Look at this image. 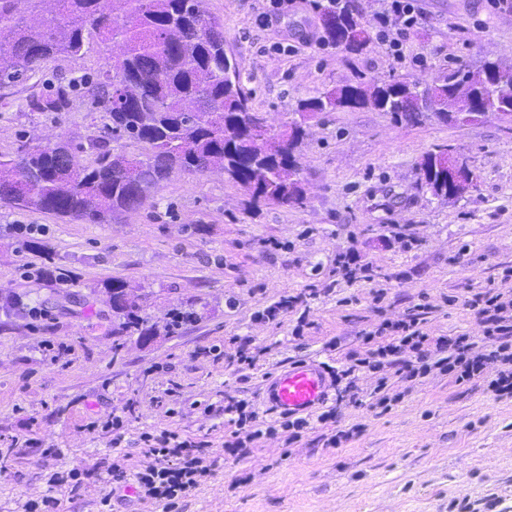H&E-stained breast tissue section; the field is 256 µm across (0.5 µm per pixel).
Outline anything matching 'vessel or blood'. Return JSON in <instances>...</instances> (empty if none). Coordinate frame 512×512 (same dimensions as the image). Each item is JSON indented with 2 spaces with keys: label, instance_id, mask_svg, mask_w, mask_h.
Instances as JSON below:
<instances>
[{
  "label": "vessel or blood",
  "instance_id": "b4317fda",
  "mask_svg": "<svg viewBox=\"0 0 512 512\" xmlns=\"http://www.w3.org/2000/svg\"><path fill=\"white\" fill-rule=\"evenodd\" d=\"M332 383L317 365L303 362L281 369L263 385L270 406L293 415H307L322 405Z\"/></svg>",
  "mask_w": 512,
  "mask_h": 512
}]
</instances>
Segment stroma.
Instances as JSON below:
<instances>
[{"mask_svg": "<svg viewBox=\"0 0 512 512\" xmlns=\"http://www.w3.org/2000/svg\"><path fill=\"white\" fill-rule=\"evenodd\" d=\"M427 22L407 39L403 61L379 39L362 53L319 47L322 16L311 0L262 20L263 0H204L224 24L254 110L274 131L298 121L299 100L360 81L435 85L448 71L491 60L512 69V17L488 0H422ZM112 49L57 56L22 83L0 86V156L66 141L83 165L104 148L136 156L142 144L113 139L88 84ZM69 88L61 110L36 99ZM298 147L303 200L252 207L220 173H173L140 210L88 224L0 204V512L57 499V512H160L114 484L112 442L101 423L121 417L133 465L143 432L177 429L206 442L211 477L175 512H512V401L489 389L494 366L466 383L431 372L397 383L404 397L373 405L376 378L350 371L363 334L428 303L433 338L466 337L490 353L486 325L466 300L512 288V122L486 114L467 124L396 121L386 112L341 109L309 120ZM459 153L477 181L455 202L430 192L419 168L436 147ZM39 242V250L27 247ZM355 268L343 278L340 264ZM60 269L64 280L43 276ZM145 291L157 329L141 344L120 332L105 286ZM287 301L276 319L264 309ZM194 312L169 332L172 310ZM253 366L239 363V351ZM316 362L336 384L335 422H311L287 444L265 435L243 459L224 451V403L247 401L261 423L279 414L262 398L281 367ZM328 430L349 432L323 448Z\"/></svg>", "mask_w": 512, "mask_h": 512, "instance_id": "obj_1", "label": "stroma"}]
</instances>
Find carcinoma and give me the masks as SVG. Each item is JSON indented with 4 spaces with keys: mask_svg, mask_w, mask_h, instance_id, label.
Instances as JSON below:
<instances>
[{
    "mask_svg": "<svg viewBox=\"0 0 512 512\" xmlns=\"http://www.w3.org/2000/svg\"><path fill=\"white\" fill-rule=\"evenodd\" d=\"M0 0V83L17 82L52 57L82 56L94 42L117 43L123 59L93 83L96 104L112 122V137L145 145L129 157L97 144L84 166L67 142L0 159V202L103 224L145 205L152 190L180 171L203 174L220 166L254 204H298L297 161L261 125L241 84L238 60L225 49L224 24L205 14L201 0ZM326 38L350 54L370 41L366 23L349 7L322 16ZM466 83L498 112L512 113V71L494 61L453 70L427 104L415 83L359 82L299 101L315 115L339 108L389 112L416 121L427 112H466L457 97ZM439 147L423 158L425 184L448 198ZM134 304L121 310V331L153 330Z\"/></svg>",
    "mask_w": 512,
    "mask_h": 512,
    "instance_id": "obj_1",
    "label": "carcinoma"
}]
</instances>
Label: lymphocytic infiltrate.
<instances>
[{
    "label": "lymphocytic infiltrate",
    "instance_id": "f902f5d3",
    "mask_svg": "<svg viewBox=\"0 0 512 512\" xmlns=\"http://www.w3.org/2000/svg\"><path fill=\"white\" fill-rule=\"evenodd\" d=\"M424 18L418 0H386L385 8L375 22L378 38L393 58H401L403 45L414 28ZM468 306L482 316L487 325L486 335L493 340L497 349L494 359L502 368L491 386L498 396L512 397V289L497 288L472 295ZM427 306H419L416 314L397 323H381L375 334L379 343L367 346L361 357L355 358V365L380 371L391 368L399 379H410L418 375V368H400L398 354L406 348L415 350L420 361L435 360L444 373H458L460 380L470 379L480 373V366L471 364L464 349H456L448 356L433 359L429 347V336L423 330ZM232 428L224 436V446L237 457L249 454L255 442L264 431L257 423L255 410L245 401L232 400L224 406ZM125 430L121 418L115 417L101 426L104 434L110 435L115 445L112 457V476L127 481L138 489L142 499L163 502V512H172L178 499L210 477L213 464L201 454L190 453L188 436L175 430H164L157 434L141 433L144 446L145 464L135 468L130 464L131 455L120 448L119 443Z\"/></svg>",
    "mask_w": 512,
    "mask_h": 512
}]
</instances>
